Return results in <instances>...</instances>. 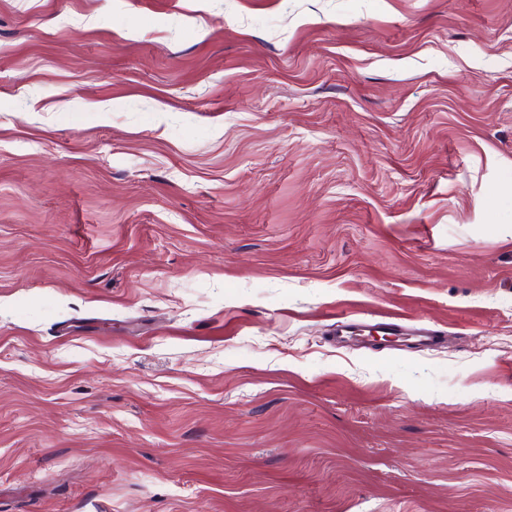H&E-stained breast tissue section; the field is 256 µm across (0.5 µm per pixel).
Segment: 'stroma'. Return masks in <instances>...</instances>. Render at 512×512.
I'll use <instances>...</instances> for the list:
<instances>
[{
  "mask_svg": "<svg viewBox=\"0 0 512 512\" xmlns=\"http://www.w3.org/2000/svg\"><path fill=\"white\" fill-rule=\"evenodd\" d=\"M0 512H512V0H0Z\"/></svg>",
  "mask_w": 512,
  "mask_h": 512,
  "instance_id": "stroma-1",
  "label": "stroma"
}]
</instances>
